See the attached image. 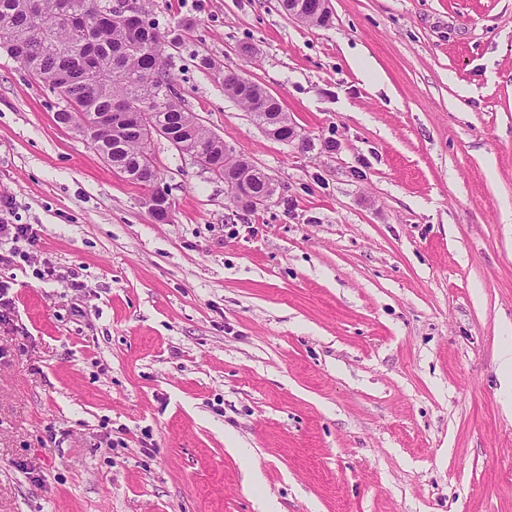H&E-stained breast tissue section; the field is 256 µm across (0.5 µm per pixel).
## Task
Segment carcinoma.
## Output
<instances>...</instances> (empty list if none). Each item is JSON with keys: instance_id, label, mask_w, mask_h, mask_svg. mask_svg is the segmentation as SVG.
I'll return each instance as SVG.
<instances>
[{"instance_id": "1", "label": "carcinoma", "mask_w": 512, "mask_h": 512, "mask_svg": "<svg viewBox=\"0 0 512 512\" xmlns=\"http://www.w3.org/2000/svg\"><path fill=\"white\" fill-rule=\"evenodd\" d=\"M86 0H0V48L37 76L63 102L58 122L65 112H74L94 122L102 112H151L180 152L192 155L201 150L209 155L212 174L224 178V167L248 173L254 165L244 159L224 157V141L202 126L189 112L162 64L165 45L181 44L194 23H178L170 37L157 31L148 20L147 0L140 13L146 23L134 28L122 8L100 0L96 12L84 9ZM79 18L72 28L57 21L62 5ZM53 26V44L42 41L33 26L34 15ZM224 91L237 99L261 126L269 112L280 105L265 102L266 92L254 82L242 84L236 76L220 72ZM96 148L110 157L112 169L134 183L142 176L157 174L149 144L143 140L141 125L124 119L112 132L100 136Z\"/></svg>"}]
</instances>
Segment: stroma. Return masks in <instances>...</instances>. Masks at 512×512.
I'll use <instances>...</instances> for the list:
<instances>
[{
  "label": "stroma",
  "mask_w": 512,
  "mask_h": 512,
  "mask_svg": "<svg viewBox=\"0 0 512 512\" xmlns=\"http://www.w3.org/2000/svg\"><path fill=\"white\" fill-rule=\"evenodd\" d=\"M329 6L151 0L194 23L186 108L277 185L249 212L156 139V222L0 50V199L40 238L0 265V512H512V0ZM225 69L224 71L219 72L224 84V91L237 99L249 112H251L256 122L266 130L267 126L265 119L268 114H271L266 112H283L281 106L274 102H264L266 95L264 89L248 79V84L240 83L232 72L229 73L228 68L227 70ZM499 363L502 372V380L504 382V390L506 393L503 402L505 411L512 409L511 389H512V347L511 345L502 346L499 352Z\"/></svg>",
  "instance_id": "35a3bbf8"
}]
</instances>
